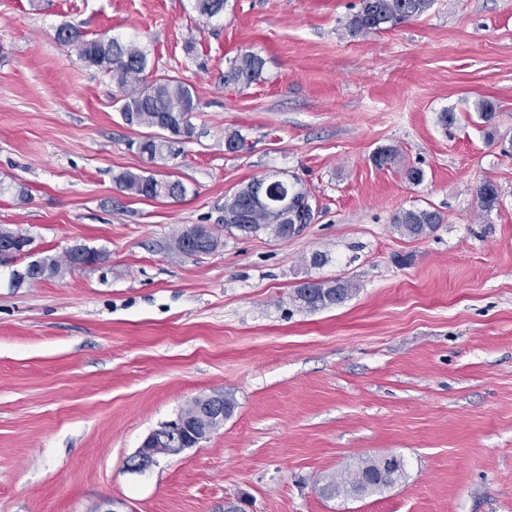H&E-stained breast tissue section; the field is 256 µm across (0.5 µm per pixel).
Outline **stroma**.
I'll return each instance as SVG.
<instances>
[{"label": "stroma", "instance_id": "1", "mask_svg": "<svg viewBox=\"0 0 512 512\" xmlns=\"http://www.w3.org/2000/svg\"><path fill=\"white\" fill-rule=\"evenodd\" d=\"M193 4L0 0V225L42 255L107 256L33 287L11 278L26 258L0 266V512H224L242 498L246 512H512V155L499 141L512 0H434L354 38L360 0H228L210 20ZM64 25L135 42L150 78L193 87L197 135L178 156L160 166L133 148L144 129L122 120L111 76L56 40ZM244 50L264 59L260 78L225 84ZM388 147L399 155L378 167ZM126 171L187 192L132 197ZM278 172L310 192L312 223L285 240L227 231L225 197ZM488 180L500 205L485 214ZM413 206L444 223L401 236L391 219ZM191 224L221 247L175 251ZM339 276L358 288L344 303H291L301 282ZM215 390L235 408L208 440L127 469ZM387 455L404 463L396 486L322 495L327 477Z\"/></svg>", "mask_w": 512, "mask_h": 512}]
</instances>
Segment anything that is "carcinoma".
Listing matches in <instances>:
<instances>
[{"mask_svg":"<svg viewBox=\"0 0 512 512\" xmlns=\"http://www.w3.org/2000/svg\"><path fill=\"white\" fill-rule=\"evenodd\" d=\"M434 0H361L359 10L345 23L351 37L386 30L398 22L429 10ZM227 0H195V9L201 17L210 20L224 14ZM57 40L76 53L77 58L89 67L105 71L119 91L115 98L122 119L129 126L155 129L138 143L139 153L147 152L150 160L167 161L179 153L177 145L195 135L192 118L200 111V100L192 88L175 77H160L147 81V56L134 42L121 43L115 38L87 39L81 30L63 26L56 32ZM264 59L257 53L245 50L229 61L224 70V83L249 85L262 74ZM117 181L133 196L147 199H178L185 195L186 187L179 180L157 178L124 172ZM257 180H252L224 199V228L250 234L265 230L279 239H288V224L281 220L276 204L257 208L252 196ZM279 188L292 194L291 210L299 211L302 201L309 197L304 189H296L286 179ZM478 208L488 214L500 204L499 190L491 181L484 182L477 191ZM443 222L442 214L433 207H411L399 210L393 217V228L403 236L419 239L434 232ZM32 243L29 236L0 226V266L8 265L20 256V246ZM221 246V239L211 230L199 236L192 247L199 255L209 254ZM81 251L71 249L64 259L54 256L41 257V262L27 263L24 268L30 283L62 278L66 271L83 262ZM357 292V286L342 277L312 280L300 284L291 294L292 302L301 310L315 312L339 305ZM404 477V465L399 463L383 469L378 460L366 459L352 471L331 476L324 490L340 497L356 491L365 494L380 492L397 484Z\"/></svg>","mask_w":512,"mask_h":512,"instance_id":"carcinoma-1","label":"carcinoma"}]
</instances>
